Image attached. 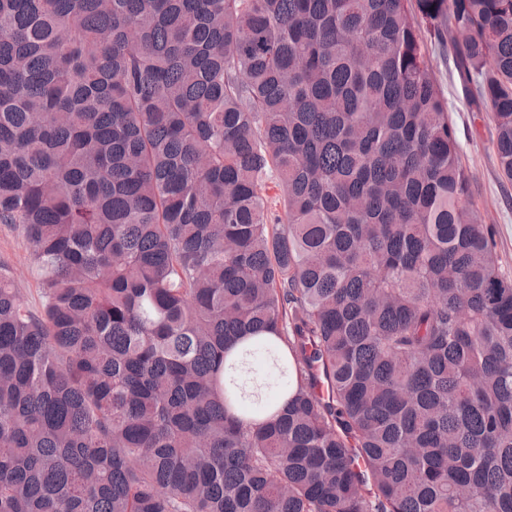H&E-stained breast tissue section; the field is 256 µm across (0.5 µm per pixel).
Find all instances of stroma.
<instances>
[{
  "label": "stroma",
  "mask_w": 512,
  "mask_h": 512,
  "mask_svg": "<svg viewBox=\"0 0 512 512\" xmlns=\"http://www.w3.org/2000/svg\"><path fill=\"white\" fill-rule=\"evenodd\" d=\"M429 63L457 129L462 162L472 174V201L483 223L493 229L504 272L512 275V181L502 176L493 152L490 114L463 95L452 57L433 53ZM0 267L11 272L26 304L40 311L42 290L33 248L19 225L0 224Z\"/></svg>",
  "instance_id": "stroma-1"
}]
</instances>
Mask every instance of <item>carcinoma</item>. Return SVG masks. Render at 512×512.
<instances>
[{"label": "carcinoma", "mask_w": 512, "mask_h": 512, "mask_svg": "<svg viewBox=\"0 0 512 512\" xmlns=\"http://www.w3.org/2000/svg\"><path fill=\"white\" fill-rule=\"evenodd\" d=\"M431 47L512 180V0H0V512H512ZM33 248L18 224H0V267L8 269L26 304L41 310L42 290L33 267Z\"/></svg>", "instance_id": "obj_1"}]
</instances>
